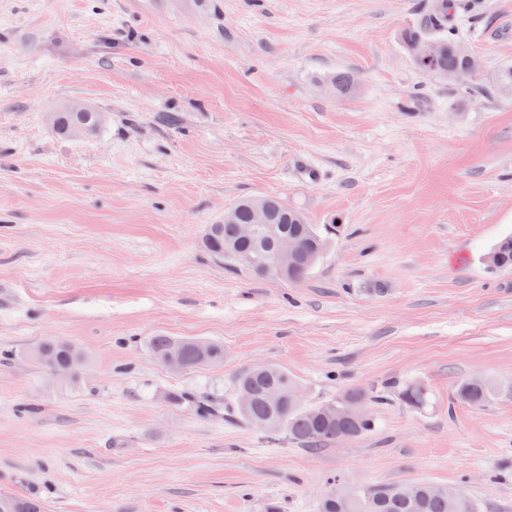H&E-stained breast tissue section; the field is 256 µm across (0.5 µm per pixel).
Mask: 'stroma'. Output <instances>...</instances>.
<instances>
[{"label": "stroma", "instance_id": "obj_1", "mask_svg": "<svg viewBox=\"0 0 512 512\" xmlns=\"http://www.w3.org/2000/svg\"><path fill=\"white\" fill-rule=\"evenodd\" d=\"M432 0H0V493L45 512H317L329 480L457 487L512 512V93L418 70L406 31ZM486 76L512 67V0H466ZM357 87L330 94L328 75ZM104 114L90 137L47 117ZM320 168L317 181L294 165ZM278 195L332 224L289 282L207 252L205 225ZM165 333L222 343L174 372ZM85 355L71 376L27 353ZM288 370L309 402L419 381L359 439L310 452L172 398L231 399L244 368ZM27 354L41 364L51 375L63 376L76 370L83 361L80 351L71 344H62L56 339H45ZM456 398L471 407H486L494 401L512 398V385H502L487 379L466 378L456 386ZM396 395L403 404L414 409H424L430 405L429 391L419 383L402 385Z\"/></svg>", "mask_w": 512, "mask_h": 512}]
</instances>
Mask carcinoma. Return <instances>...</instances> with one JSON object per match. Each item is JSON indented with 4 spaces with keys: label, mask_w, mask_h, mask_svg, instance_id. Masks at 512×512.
Listing matches in <instances>:
<instances>
[{
    "label": "carcinoma",
    "mask_w": 512,
    "mask_h": 512,
    "mask_svg": "<svg viewBox=\"0 0 512 512\" xmlns=\"http://www.w3.org/2000/svg\"><path fill=\"white\" fill-rule=\"evenodd\" d=\"M462 8L457 0H434L416 25L406 32L407 45L425 39H437L448 44V52L429 64L414 61L417 69L432 70L436 76L448 80L463 93H502L512 89V68L498 74L492 85L480 83L468 71L469 51L461 41L458 28L451 23L454 13ZM328 88L338 96L351 93L354 80L347 72L329 77ZM48 122L55 133L64 137H80L94 132L101 124L97 112H71L65 108L53 112ZM269 223L257 225V232L249 239L241 238L239 226L253 222L249 199L242 198L233 204V221L223 220L206 226L203 246L212 254L224 257L253 273L278 279L299 282L307 278L312 267L305 262V255L322 256L326 240L316 225L308 222L304 212L278 196L267 197ZM281 236H292L300 245V258L283 271L274 267L272 254ZM492 252L499 255L506 268H512V237L497 243ZM150 354L156 361L166 354L179 353L186 370H197L224 362V346L195 338L151 336L147 341ZM35 361L48 372L60 376L76 370L83 361L80 351L71 344H62L49 338L30 351ZM236 389H247L252 399L247 406L224 403L222 399L206 392L188 394L182 400L191 403L202 415H216L227 410L239 421L270 433L284 434L291 442L316 451L330 444L352 441L372 431L375 421L371 413L362 415L338 414V409L354 400L367 402L368 408L385 403L387 396L381 391L348 389L336 398L311 404L295 396L301 389L288 370L271 364L245 368L237 377ZM406 406L424 409L430 405L428 389L419 383H406L396 392ZM456 398L471 407H486L494 401L512 398V385H502L487 379L466 378L456 386ZM432 484L381 483L365 494L361 487H351L339 480L329 482L321 496L318 512H448V494L456 497L455 512H478L477 504L463 491L443 489L431 491ZM13 512H44L42 500L35 497L10 496Z\"/></svg>",
    "instance_id": "cac0c4a2"
}]
</instances>
